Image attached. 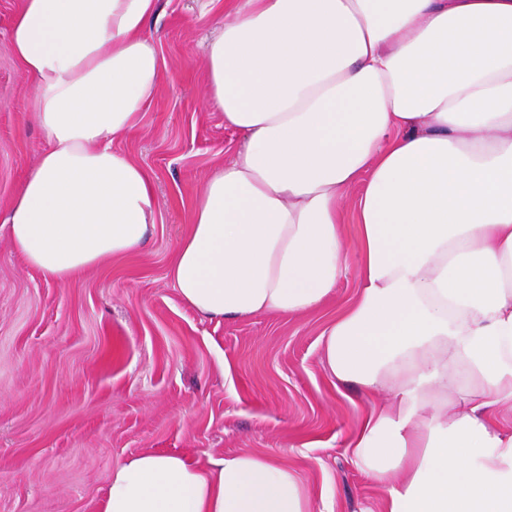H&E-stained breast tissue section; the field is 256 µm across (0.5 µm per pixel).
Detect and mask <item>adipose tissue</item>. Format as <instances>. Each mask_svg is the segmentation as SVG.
Segmentation results:
<instances>
[{
    "label": "adipose tissue",
    "instance_id": "obj_1",
    "mask_svg": "<svg viewBox=\"0 0 512 512\" xmlns=\"http://www.w3.org/2000/svg\"><path fill=\"white\" fill-rule=\"evenodd\" d=\"M157 0H20L7 49L48 146L9 207L26 263L66 281L139 249L150 173L113 150L161 84ZM208 107L243 138L169 268L209 318L321 307L354 206L360 287L322 333L337 383L387 393L346 440L385 512H512V0H234ZM102 512H312L287 464L143 452Z\"/></svg>",
    "mask_w": 512,
    "mask_h": 512
}]
</instances>
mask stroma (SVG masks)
<instances>
[{
  "instance_id": "obj_1",
  "label": "stroma",
  "mask_w": 512,
  "mask_h": 512,
  "mask_svg": "<svg viewBox=\"0 0 512 512\" xmlns=\"http://www.w3.org/2000/svg\"><path fill=\"white\" fill-rule=\"evenodd\" d=\"M225 0H158L147 23L165 60L159 93L112 147L146 168L157 200L143 246L59 282L29 267L0 228V512H101L131 455L288 463L313 512H382L386 492L348 452L370 399L327 372L321 333L359 288L355 226L331 298L296 316L207 319L168 276L191 206L240 138L207 108L204 46ZM20 0H0V219L47 141L34 86L8 52Z\"/></svg>"
}]
</instances>
